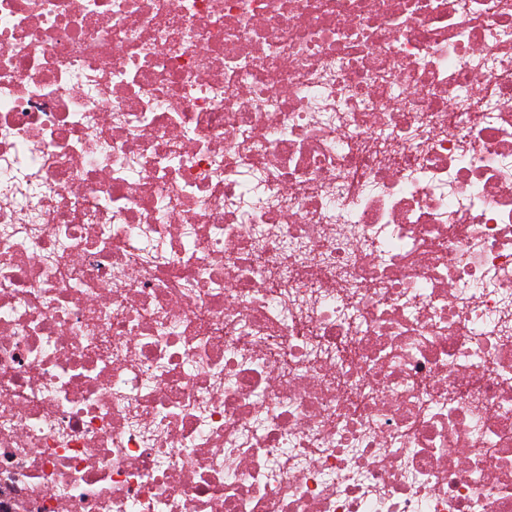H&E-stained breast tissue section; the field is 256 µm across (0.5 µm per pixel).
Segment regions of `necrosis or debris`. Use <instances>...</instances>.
<instances>
[{"label": "necrosis or debris", "mask_w": 512, "mask_h": 512, "mask_svg": "<svg viewBox=\"0 0 512 512\" xmlns=\"http://www.w3.org/2000/svg\"><path fill=\"white\" fill-rule=\"evenodd\" d=\"M0 512H512V0H0Z\"/></svg>", "instance_id": "obj_1"}]
</instances>
